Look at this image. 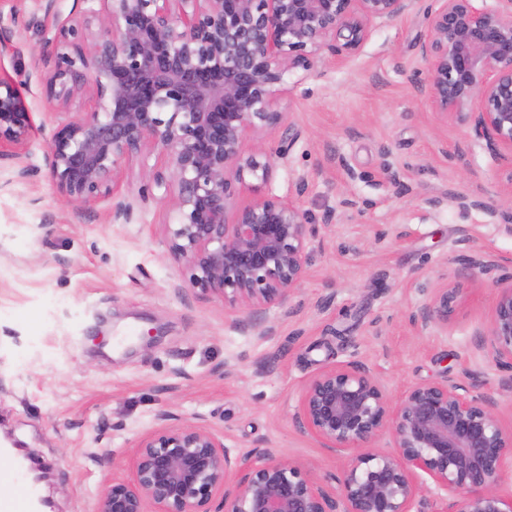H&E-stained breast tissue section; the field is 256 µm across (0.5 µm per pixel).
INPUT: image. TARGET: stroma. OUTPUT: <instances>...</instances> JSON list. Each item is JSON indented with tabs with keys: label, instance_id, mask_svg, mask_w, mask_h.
I'll return each mask as SVG.
<instances>
[{
	"label": "stroma",
	"instance_id": "35a3bbf8",
	"mask_svg": "<svg viewBox=\"0 0 512 512\" xmlns=\"http://www.w3.org/2000/svg\"><path fill=\"white\" fill-rule=\"evenodd\" d=\"M424 32L418 11L376 27L344 63L326 54L296 70L280 99L289 129L244 140L247 153H287L239 204L288 195L303 178L301 203L315 222L306 278L264 313L267 337L231 327L214 296L175 293L189 273L168 255L170 207L138 195L158 155L127 166L129 220L113 221L111 200L77 207L60 196L44 156L62 117L30 83L34 130L22 160L35 175L17 182L13 161L0 162V438L12 435L49 470L60 512H91L102 485L128 478L123 458L162 412L222 434L231 455L274 452L332 489L348 452L322 447L296 419L300 390L318 371L367 366L396 399L448 374L498 382L478 347L494 274L458 282L447 327L412 321L464 256L486 250L512 264V161L437 118L415 82ZM53 51L18 23L0 77L36 74ZM457 194L475 208L460 211ZM347 199L369 207L357 214ZM329 210L340 223H323ZM152 327L156 343L142 346Z\"/></svg>",
	"mask_w": 512,
	"mask_h": 512
}]
</instances>
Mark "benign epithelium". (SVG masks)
<instances>
[{"label": "benign epithelium", "mask_w": 512, "mask_h": 512, "mask_svg": "<svg viewBox=\"0 0 512 512\" xmlns=\"http://www.w3.org/2000/svg\"><path fill=\"white\" fill-rule=\"evenodd\" d=\"M28 25L55 45L39 75L47 102L67 112L85 91L93 109L57 126L45 165L75 205L115 200L112 220L129 219L126 164L156 151L139 197L160 192L175 222L164 225L170 258L190 286L224 311L257 318L285 304L306 275L314 233L293 196L238 204L246 180L268 184L272 155L246 154L248 134L285 126V76L329 53L356 55L374 28L403 19L419 0H98L100 9L61 18L58 0H30ZM22 9H0V52L11 47ZM418 49L420 84L436 114L468 127L492 152L512 158V0H428ZM30 112L17 85L0 79V160L17 161ZM502 266L488 253L460 260L467 280ZM497 293L479 349L512 389V272ZM458 289H433L414 317L421 329L448 325ZM488 382L454 376L417 383L392 399L362 365L325 368L304 385L297 419L327 448L354 450L337 478L338 497L299 465L266 452L233 456L224 437L169 416L142 436L131 476L94 497L92 512H512V430L500 425ZM384 432L395 452L371 450ZM432 480L428 486L421 475Z\"/></svg>", "instance_id": "1"}]
</instances>
